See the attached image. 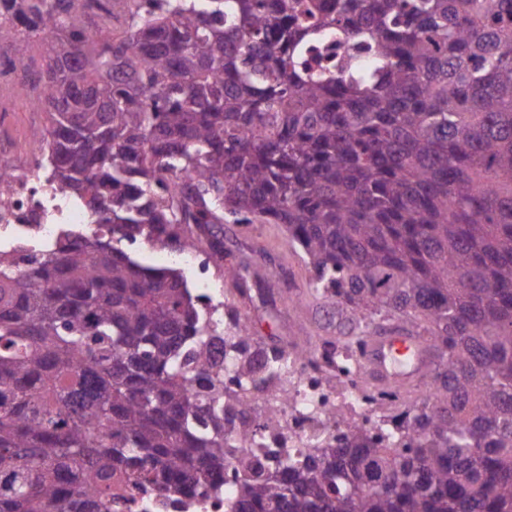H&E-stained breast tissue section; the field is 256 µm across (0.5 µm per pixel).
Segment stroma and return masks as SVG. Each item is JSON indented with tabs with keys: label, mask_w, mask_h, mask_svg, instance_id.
Returning a JSON list of instances; mask_svg holds the SVG:
<instances>
[{
	"label": "stroma",
	"mask_w": 512,
	"mask_h": 512,
	"mask_svg": "<svg viewBox=\"0 0 512 512\" xmlns=\"http://www.w3.org/2000/svg\"><path fill=\"white\" fill-rule=\"evenodd\" d=\"M250 257L251 274L265 275L278 270L284 278L272 296L260 295L251 289L248 296H240L225 274L228 265L241 257ZM211 281L217 287L218 299L240 317L249 319L254 336L266 343L277 342L297 328H305L312 337L326 336L336 329V310L330 305L308 303L298 305L309 280L304 264L289 250L282 229L272 224L224 225V259L214 262L210 269Z\"/></svg>",
	"instance_id": "stroma-1"
}]
</instances>
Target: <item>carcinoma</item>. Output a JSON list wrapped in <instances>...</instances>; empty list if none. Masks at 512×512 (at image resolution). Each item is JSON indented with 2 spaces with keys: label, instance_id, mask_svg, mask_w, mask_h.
I'll return each mask as SVG.
<instances>
[{
  "label": "carcinoma",
  "instance_id": "cac0c4a2",
  "mask_svg": "<svg viewBox=\"0 0 512 512\" xmlns=\"http://www.w3.org/2000/svg\"><path fill=\"white\" fill-rule=\"evenodd\" d=\"M127 2L104 32L111 0H0L43 173L108 225L0 259V512L227 484L229 512H512V0ZM332 41L365 57L309 66ZM229 220L283 228L341 316L322 352L230 311L218 364L182 273L125 249L222 257ZM394 324L423 388L356 359ZM340 357L375 420L343 387L310 447L271 445L288 401L253 397Z\"/></svg>",
  "mask_w": 512,
  "mask_h": 512
}]
</instances>
